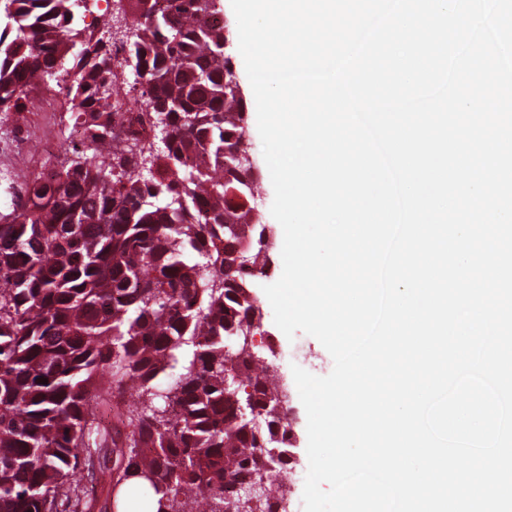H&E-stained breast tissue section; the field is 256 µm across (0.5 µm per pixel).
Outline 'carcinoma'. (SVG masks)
<instances>
[{"instance_id": "obj_1", "label": "carcinoma", "mask_w": 512, "mask_h": 512, "mask_svg": "<svg viewBox=\"0 0 512 512\" xmlns=\"http://www.w3.org/2000/svg\"><path fill=\"white\" fill-rule=\"evenodd\" d=\"M124 58L148 73L155 142L110 147L118 74L112 49L76 23L74 0H0V112L27 110L30 87L73 60L67 121L88 137L65 151L60 181L25 177L0 221V512H56L80 453L107 442L112 408L129 429L105 480L156 499V512H241L239 487L288 464L276 379L236 342L261 322L264 225L240 165L246 100L224 84L221 0H127ZM239 379L236 396L224 372ZM152 449L146 455L142 449Z\"/></svg>"}]
</instances>
